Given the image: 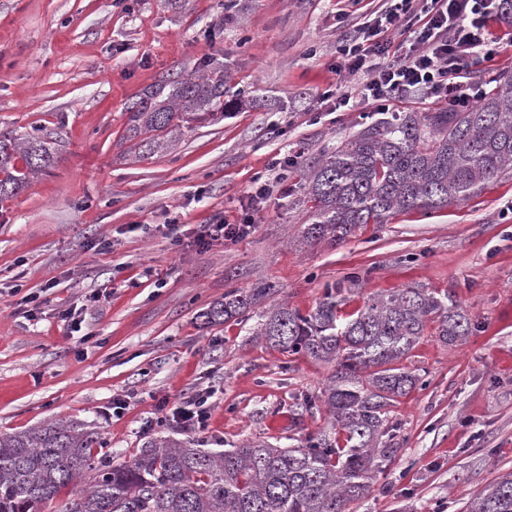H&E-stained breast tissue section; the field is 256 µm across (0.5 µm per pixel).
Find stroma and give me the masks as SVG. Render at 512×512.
<instances>
[{
	"mask_svg": "<svg viewBox=\"0 0 512 512\" xmlns=\"http://www.w3.org/2000/svg\"><path fill=\"white\" fill-rule=\"evenodd\" d=\"M364 21L338 17L337 0H0V131L56 141L52 167L0 203V434L76 421L121 463L149 438H188L156 406L210 386L205 447L294 445L330 426L324 407L295 401L320 394L330 367L266 344L254 321L198 314L261 283L306 312L354 275L347 310L381 289L451 288L477 328L449 348L427 326L409 361L424 385L390 414L397 453L350 512H467L512 471V169L466 202L335 247L302 244L311 204L296 171L271 184L248 237L172 243L239 220L255 175L292 144L312 162L359 129L363 109L324 112L318 96L338 81L340 32ZM218 64L236 107L162 156L127 153L130 102Z\"/></svg>",
	"mask_w": 512,
	"mask_h": 512,
	"instance_id": "obj_1",
	"label": "stroma"
}]
</instances>
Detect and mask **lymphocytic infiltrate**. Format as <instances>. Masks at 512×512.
<instances>
[{
    "label": "lymphocytic infiltrate",
    "instance_id": "f902f5d3",
    "mask_svg": "<svg viewBox=\"0 0 512 512\" xmlns=\"http://www.w3.org/2000/svg\"><path fill=\"white\" fill-rule=\"evenodd\" d=\"M362 34H346L336 49L337 73L359 77L360 85L323 92L321 107L350 110L363 100L386 112L404 95L420 92L451 108L472 107L480 86L474 73L492 62L501 44L489 23L501 0H385ZM267 188L254 180L242 199V218L235 224H209L207 236L242 239L251 234L253 214L261 209ZM211 391L197 392L173 404L165 414L191 431H203L210 420Z\"/></svg>",
    "mask_w": 512,
    "mask_h": 512
}]
</instances>
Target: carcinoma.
<instances>
[{
    "mask_svg": "<svg viewBox=\"0 0 512 512\" xmlns=\"http://www.w3.org/2000/svg\"><path fill=\"white\" fill-rule=\"evenodd\" d=\"M467 111L384 112L312 165H302L304 196L313 203L305 244L340 245L365 224H386L411 211L436 212L467 201L512 166V76ZM224 68L148 87L127 106L129 152L161 156L193 124L224 114ZM54 161L47 139L0 133V201L14 197ZM358 277L324 289L307 313L264 309L275 286L231 290L198 314L206 325L258 317L253 334L279 351L334 367L320 396L346 444L327 432L282 448L248 442L209 450L170 435L146 443L127 462L112 464L93 449L99 436L74 423L52 422L0 434V512H348L366 497L391 461L390 409L420 385L404 364L436 324L439 341L464 345L472 320L455 294L409 286L376 291L344 315ZM86 490L65 488L84 476ZM468 512H512V471L476 494Z\"/></svg>",
    "mask_w": 512,
    "mask_h": 512,
    "instance_id": "obj_1",
    "label": "carcinoma"
}]
</instances>
